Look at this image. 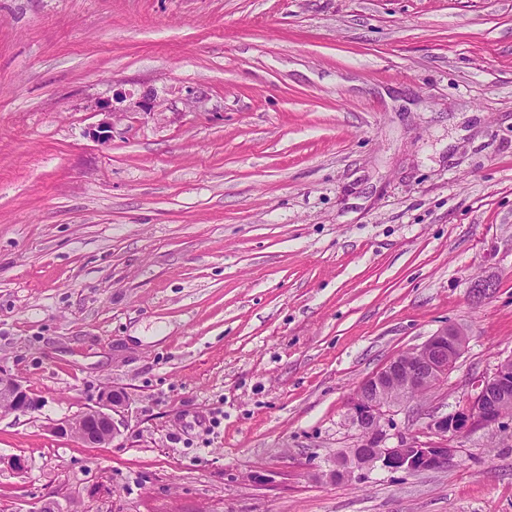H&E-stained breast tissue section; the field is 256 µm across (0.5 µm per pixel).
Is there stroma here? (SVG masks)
Listing matches in <instances>:
<instances>
[{
    "mask_svg": "<svg viewBox=\"0 0 512 512\" xmlns=\"http://www.w3.org/2000/svg\"><path fill=\"white\" fill-rule=\"evenodd\" d=\"M446 327L389 445L512 355V0H0V512H512V418L329 477ZM110 388L117 440L52 432ZM465 336L455 327L437 331L422 346L398 355L360 383L351 404V422L359 437L353 448L340 453L332 477H345L348 465L407 473L445 467L460 452L452 442L510 416L504 411L512 405V355L500 361L491 375L472 383L462 408L432 419L428 427L438 440L405 437L396 446L386 444L384 426L392 409L414 393L431 392L447 381L465 348ZM396 388L398 396L393 393ZM0 400L14 412L25 413L38 407V402L30 396L28 390L3 370H0Z\"/></svg>",
    "mask_w": 512,
    "mask_h": 512,
    "instance_id": "stroma-1",
    "label": "stroma"
}]
</instances>
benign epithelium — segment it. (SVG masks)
<instances>
[{"label":"benign epithelium","mask_w":512,"mask_h":512,"mask_svg":"<svg viewBox=\"0 0 512 512\" xmlns=\"http://www.w3.org/2000/svg\"><path fill=\"white\" fill-rule=\"evenodd\" d=\"M466 344L465 333L447 327L430 336L422 346L402 353L383 369L364 379L352 401L351 422L359 431L353 447L340 453L331 476L340 479L348 466L382 468L414 473L442 468L459 455L453 442L468 432L498 424L512 406V355L497 364L494 372L474 381L466 403L453 413L438 416L428 424L436 440L402 438L397 445L386 444L387 417L400 402L416 392H431L448 380ZM0 400L14 412H29L38 402L10 374L0 370ZM125 397L109 391L97 406L86 408L73 419L60 421L52 430L74 435L84 443L99 446L121 436L125 426L121 408Z\"/></svg>","instance_id":"1"}]
</instances>
